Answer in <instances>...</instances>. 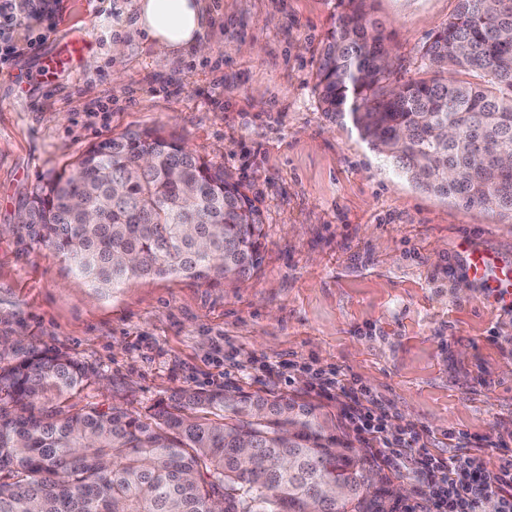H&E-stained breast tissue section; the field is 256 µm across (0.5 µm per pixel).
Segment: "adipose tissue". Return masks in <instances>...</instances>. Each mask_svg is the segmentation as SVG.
Here are the masks:
<instances>
[{"instance_id":"1","label":"adipose tissue","mask_w":512,"mask_h":512,"mask_svg":"<svg viewBox=\"0 0 512 512\" xmlns=\"http://www.w3.org/2000/svg\"><path fill=\"white\" fill-rule=\"evenodd\" d=\"M210 21L207 0H136L135 26L161 56L206 54Z\"/></svg>"}]
</instances>
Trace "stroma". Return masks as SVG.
Here are the masks:
<instances>
[{
    "label": "stroma",
    "instance_id": "stroma-1",
    "mask_svg": "<svg viewBox=\"0 0 512 512\" xmlns=\"http://www.w3.org/2000/svg\"><path fill=\"white\" fill-rule=\"evenodd\" d=\"M17 2L21 53L0 73V336L88 365L79 408L145 413L185 389L292 397L361 447L339 401L312 389L333 371L379 397L388 436L422 427L431 452L463 446L498 466L512 449V306L473 277L468 250L512 264V219L415 188L323 112L316 67L340 0H209L208 53L173 57L135 28L134 0ZM456 6L367 0L392 81L424 75L422 47ZM84 28L88 57L41 84L43 58ZM145 127L247 186L266 234L249 277L103 291L21 230L37 188L90 145Z\"/></svg>",
    "mask_w": 512,
    "mask_h": 512
}]
</instances>
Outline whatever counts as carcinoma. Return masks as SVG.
<instances>
[{
  "label": "carcinoma",
  "mask_w": 512,
  "mask_h": 512,
  "mask_svg": "<svg viewBox=\"0 0 512 512\" xmlns=\"http://www.w3.org/2000/svg\"><path fill=\"white\" fill-rule=\"evenodd\" d=\"M345 8L318 59L324 111L416 186L512 218V0H457L424 44L429 77L393 86L382 31ZM26 235L96 288L182 275L246 277L263 260V212L243 184L172 135L144 129L89 147L25 204ZM89 368L0 337V512H386L376 464L316 408L184 390L147 415L75 409ZM341 480L357 507L329 499Z\"/></svg>",
  "instance_id": "obj_1"
}]
</instances>
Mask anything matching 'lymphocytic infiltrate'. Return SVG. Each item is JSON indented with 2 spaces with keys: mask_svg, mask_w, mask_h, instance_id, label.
Instances as JSON below:
<instances>
[{
  "mask_svg": "<svg viewBox=\"0 0 512 512\" xmlns=\"http://www.w3.org/2000/svg\"><path fill=\"white\" fill-rule=\"evenodd\" d=\"M351 400L344 415L357 434L377 442L375 456L385 464L411 468L427 482V500L410 505L409 512H480L491 495L499 500V512H512V455L503 456L494 470L474 453L440 457L426 448L421 429L407 428L392 440L385 437V410L368 391L351 394Z\"/></svg>",
  "mask_w": 512,
  "mask_h": 512,
  "instance_id": "f902f5d3",
  "label": "lymphocytic infiltrate"
}]
</instances>
